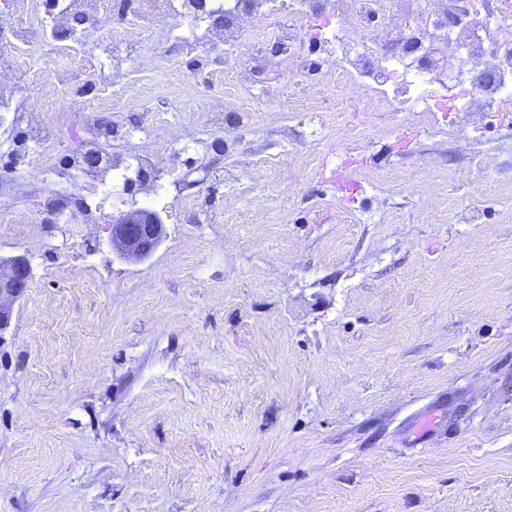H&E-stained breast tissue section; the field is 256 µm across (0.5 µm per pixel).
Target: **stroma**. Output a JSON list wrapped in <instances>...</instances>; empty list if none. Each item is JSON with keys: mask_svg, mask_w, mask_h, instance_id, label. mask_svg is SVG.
<instances>
[{"mask_svg": "<svg viewBox=\"0 0 512 512\" xmlns=\"http://www.w3.org/2000/svg\"><path fill=\"white\" fill-rule=\"evenodd\" d=\"M151 27L79 65L31 33L47 86L0 47L14 138L48 95L95 113L52 130L51 178L0 132V257L32 264L0 339V512H512V125L419 140L379 112L357 135L317 75L269 68L277 39L229 57ZM90 150L163 167L162 195L125 196L166 223L149 259L118 257L110 208L84 223ZM351 158L384 193L319 212ZM59 202L73 223H21Z\"/></svg>", "mask_w": 512, "mask_h": 512, "instance_id": "1", "label": "stroma"}]
</instances>
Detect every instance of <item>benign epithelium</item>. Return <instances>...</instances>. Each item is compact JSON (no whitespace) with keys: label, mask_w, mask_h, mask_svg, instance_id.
Returning a JSON list of instances; mask_svg holds the SVG:
<instances>
[{"label":"benign epithelium","mask_w":512,"mask_h":512,"mask_svg":"<svg viewBox=\"0 0 512 512\" xmlns=\"http://www.w3.org/2000/svg\"><path fill=\"white\" fill-rule=\"evenodd\" d=\"M112 248L128 261L148 258L161 243L164 224L153 210L139 208L112 219L109 225ZM32 266L28 257L0 258V337L10 327L13 304L29 288Z\"/></svg>","instance_id":"obj_1"}]
</instances>
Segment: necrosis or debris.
I'll return each instance as SVG.
<instances>
[{"mask_svg":"<svg viewBox=\"0 0 512 512\" xmlns=\"http://www.w3.org/2000/svg\"><path fill=\"white\" fill-rule=\"evenodd\" d=\"M28 2L27 24L51 30L52 48L65 53L71 49L66 24L76 16L86 35L102 23L113 42L122 44L152 15L189 20L181 37L193 42L203 22L220 14L232 47L240 12L284 10L288 22L277 33L282 68L298 74L317 70V61L300 52L297 40L323 43L332 66L327 97L355 83L365 88L359 125H369L377 112H405L413 137L435 138L456 132L455 124L437 120L440 112H478L491 125L512 115V0H320L314 8L309 0H127L116 14L109 0H54L51 9L45 0ZM376 21L381 24L376 37L365 40L364 30ZM107 167L111 178L90 176L84 184L104 203L142 162L117 154Z\"/></svg>","mask_w":512,"mask_h":512,"instance_id":"4bbe7bcc","label":"necrosis or debris"}]
</instances>
